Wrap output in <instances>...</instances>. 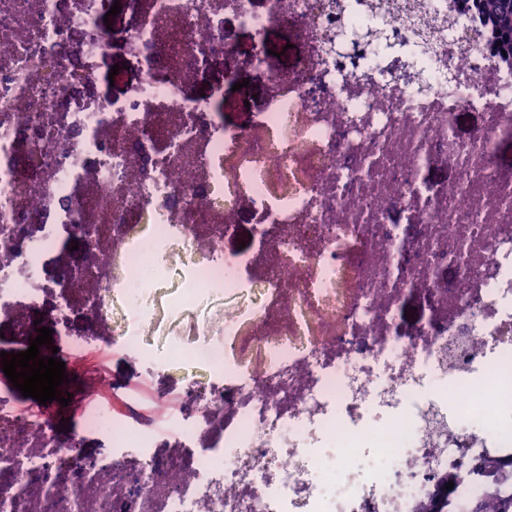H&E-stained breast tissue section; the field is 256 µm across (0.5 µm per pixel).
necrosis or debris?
Listing matches in <instances>:
<instances>
[{
	"instance_id": "4bbe7bcc",
	"label": "necrosis or debris",
	"mask_w": 512,
	"mask_h": 512,
	"mask_svg": "<svg viewBox=\"0 0 512 512\" xmlns=\"http://www.w3.org/2000/svg\"><path fill=\"white\" fill-rule=\"evenodd\" d=\"M111 4L0 0V320L23 341L53 298L77 371L65 409L0 384V512H421L447 474L466 477L449 512L512 496L478 470L512 459V167L495 159L512 64L474 40L479 17L458 0H133L139 80L77 99L94 73L66 46L79 33L99 56ZM229 16L304 48L288 70L256 49L268 102L246 127L194 92L234 55ZM462 111L483 115L466 139ZM433 164L454 179H424ZM245 207L252 246L225 251ZM69 239L84 258L47 275ZM412 295L430 303L407 328ZM76 313L95 334L72 335ZM117 353L179 390L113 386Z\"/></svg>"
}]
</instances>
